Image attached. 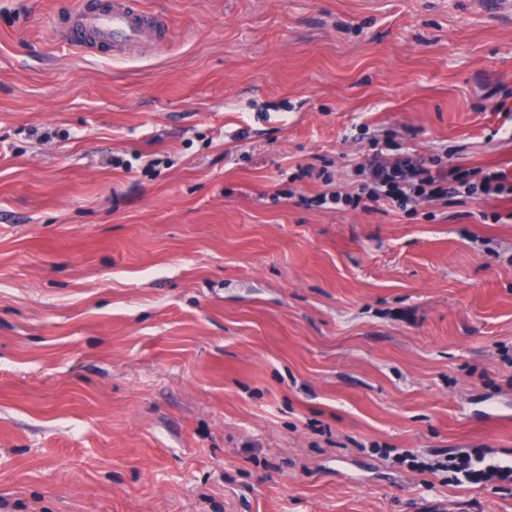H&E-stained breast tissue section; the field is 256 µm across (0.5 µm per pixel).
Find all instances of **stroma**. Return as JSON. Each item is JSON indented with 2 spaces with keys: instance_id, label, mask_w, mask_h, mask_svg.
I'll return each mask as SVG.
<instances>
[{
  "instance_id": "1",
  "label": "stroma",
  "mask_w": 512,
  "mask_h": 512,
  "mask_svg": "<svg viewBox=\"0 0 512 512\" xmlns=\"http://www.w3.org/2000/svg\"><path fill=\"white\" fill-rule=\"evenodd\" d=\"M76 2L0 0V512H512L426 469L512 462V222L312 204L375 139L512 173V0H143L118 58ZM77 3L65 17L56 20V28L79 52L153 46L169 34L164 15L146 10L141 0H78Z\"/></svg>"
}]
</instances>
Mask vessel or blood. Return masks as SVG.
I'll return each mask as SVG.
<instances>
[{
  "mask_svg": "<svg viewBox=\"0 0 512 512\" xmlns=\"http://www.w3.org/2000/svg\"><path fill=\"white\" fill-rule=\"evenodd\" d=\"M56 28L80 52L152 46L169 34L164 15L146 10L142 0H78Z\"/></svg>",
  "mask_w": 512,
  "mask_h": 512,
  "instance_id": "1",
  "label": "vessel or blood"
}]
</instances>
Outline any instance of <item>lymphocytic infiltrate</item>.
I'll return each mask as SVG.
<instances>
[{"mask_svg":"<svg viewBox=\"0 0 512 512\" xmlns=\"http://www.w3.org/2000/svg\"><path fill=\"white\" fill-rule=\"evenodd\" d=\"M372 160L365 170L366 178L352 194H330L317 198V206L331 205L369 211L381 203L403 208L416 200L429 202L458 200L462 203L512 196V180L497 170L476 175L473 169H445L426 159L398 153L392 141H372ZM445 468L453 481H512V465L491 461L474 469L470 455L448 459Z\"/></svg>","mask_w":512,"mask_h":512,"instance_id":"f902f5d3","label":"lymphocytic infiltrate"}]
</instances>
